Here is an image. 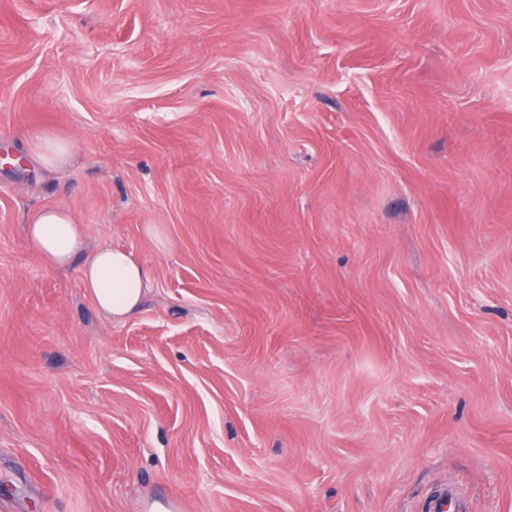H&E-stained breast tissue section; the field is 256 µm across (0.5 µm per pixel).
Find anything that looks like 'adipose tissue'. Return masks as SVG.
Instances as JSON below:
<instances>
[{"mask_svg":"<svg viewBox=\"0 0 512 512\" xmlns=\"http://www.w3.org/2000/svg\"><path fill=\"white\" fill-rule=\"evenodd\" d=\"M71 151L69 139L52 130L36 133L29 155L43 168L63 166ZM30 246L50 265L64 268L78 254H85L82 279L97 307L119 319L137 309L150 286V274L129 251L102 246L86 251L83 228L62 207L42 210L25 227Z\"/></svg>","mask_w":512,"mask_h":512,"instance_id":"obj_1","label":"adipose tissue"}]
</instances>
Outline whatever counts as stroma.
I'll return each mask as SVG.
<instances>
[{"instance_id": "35a3bbf8", "label": "stroma", "mask_w": 512, "mask_h": 512, "mask_svg": "<svg viewBox=\"0 0 512 512\" xmlns=\"http://www.w3.org/2000/svg\"><path fill=\"white\" fill-rule=\"evenodd\" d=\"M45 129L68 167L3 162ZM54 206L135 313L31 249ZM451 478L512 512V0H0V512ZM82 279L97 307L119 319L137 309L150 286V274L127 250L102 246L92 251Z\"/></svg>"}]
</instances>
